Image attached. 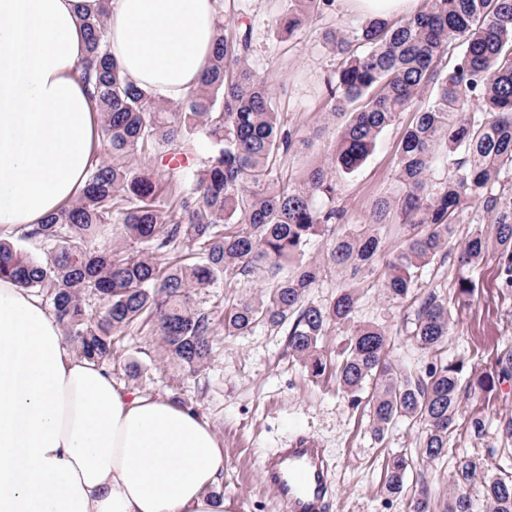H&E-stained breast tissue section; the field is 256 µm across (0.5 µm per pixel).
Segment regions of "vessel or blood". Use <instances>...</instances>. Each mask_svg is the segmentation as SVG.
<instances>
[{"label":"vessel or blood","instance_id":"obj_1","mask_svg":"<svg viewBox=\"0 0 512 512\" xmlns=\"http://www.w3.org/2000/svg\"><path fill=\"white\" fill-rule=\"evenodd\" d=\"M260 478L283 512H330L335 487L324 453L313 439L297 437L266 457L260 465Z\"/></svg>","mask_w":512,"mask_h":512}]
</instances>
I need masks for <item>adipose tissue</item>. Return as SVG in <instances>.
<instances>
[{"instance_id":"adipose-tissue-1","label":"adipose tissue","mask_w":512,"mask_h":512,"mask_svg":"<svg viewBox=\"0 0 512 512\" xmlns=\"http://www.w3.org/2000/svg\"><path fill=\"white\" fill-rule=\"evenodd\" d=\"M106 8L122 73L156 98L195 89L215 0H0V229L70 204L101 145L79 64ZM224 450L190 408L75 354L42 299L0 279V512H224Z\"/></svg>"}]
</instances>
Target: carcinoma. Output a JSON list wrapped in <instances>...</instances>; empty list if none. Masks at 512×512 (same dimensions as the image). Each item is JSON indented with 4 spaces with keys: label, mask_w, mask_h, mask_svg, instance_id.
<instances>
[{
    "label": "carcinoma",
    "mask_w": 512,
    "mask_h": 512,
    "mask_svg": "<svg viewBox=\"0 0 512 512\" xmlns=\"http://www.w3.org/2000/svg\"><path fill=\"white\" fill-rule=\"evenodd\" d=\"M333 2L288 0L276 24L292 36ZM84 24L90 39L80 69L94 86L110 157L88 170L70 205L42 224L21 228L20 239L40 244L44 257L0 238V277L46 297L68 341L89 360L109 361L115 339L149 321L165 353L194 373L212 354L211 289L261 272L266 284L260 294L224 301V335L289 325L288 350L312 377L334 376L354 403L371 386L375 435L384 436L398 420L418 423L421 457L447 456L463 399L487 394L497 379L512 376V346L498 355L497 371L472 376L467 389L455 362L433 363L423 374L401 373L389 361L386 330L354 324L356 288L341 287L326 306L308 301L325 266L304 256L327 235V264L356 276L383 253L377 226L396 219L407 234L404 245L387 255L381 288L389 300L413 310L411 338L428 352L447 341L449 303L473 296L476 284L465 273L489 252L500 288L512 290V0H423L419 11L395 21L371 18L354 35L362 53L341 32H326L339 56L327 101L333 115L346 121L330 166L308 170L296 187L277 177V158L294 143L276 111L275 88L249 64L250 30L224 25L223 0L200 85L176 101L156 99L121 73L109 52L106 11L85 17ZM450 56L454 63L444 74L440 63ZM408 111L414 118L395 157L402 193L377 200L370 223H348L346 210L335 205L330 169L354 174L379 135ZM199 140L208 149L189 173L188 188L173 185L163 195L164 170L136 162L156 148L171 161L185 157ZM440 151L451 158L452 172L437 184L432 166ZM318 198L329 205L316 206ZM473 207L487 227L448 249ZM183 240L198 249L169 258ZM452 252L460 271L453 300L415 292L422 270ZM335 324L352 329L333 362L319 344ZM408 466L403 455L387 464V496H407ZM477 480L486 512H512V473L492 455L468 453L455 455L445 512H474L465 487ZM407 508L431 512L427 490L410 496Z\"/></svg>",
    "instance_id": "carcinoma-1"
}]
</instances>
